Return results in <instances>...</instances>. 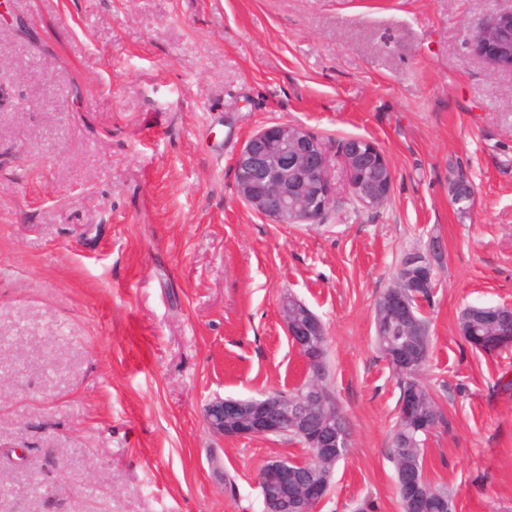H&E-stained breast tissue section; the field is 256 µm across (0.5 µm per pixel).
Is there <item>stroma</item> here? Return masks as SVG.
I'll return each mask as SVG.
<instances>
[{
	"label": "stroma",
	"mask_w": 512,
	"mask_h": 512,
	"mask_svg": "<svg viewBox=\"0 0 512 512\" xmlns=\"http://www.w3.org/2000/svg\"><path fill=\"white\" fill-rule=\"evenodd\" d=\"M512 0H10L0 13V512H263L280 436L222 437L217 397L305 377L281 316L322 322L350 447L316 512H402L399 389L375 306L405 252L442 244L422 383L446 422L424 474L453 512H512V348L460 334L512 305V73L470 29ZM360 137L388 201L344 187L315 224L239 198L236 157L276 123ZM467 178L469 205L450 183ZM503 306H468L460 317L459 330L463 338L472 347L487 353H495L512 346L505 336H499V330L512 333V307L506 306L507 311L501 314L500 328L496 321L497 313ZM478 309V313L471 320V313Z\"/></svg>",
	"instance_id": "obj_1"
}]
</instances>
